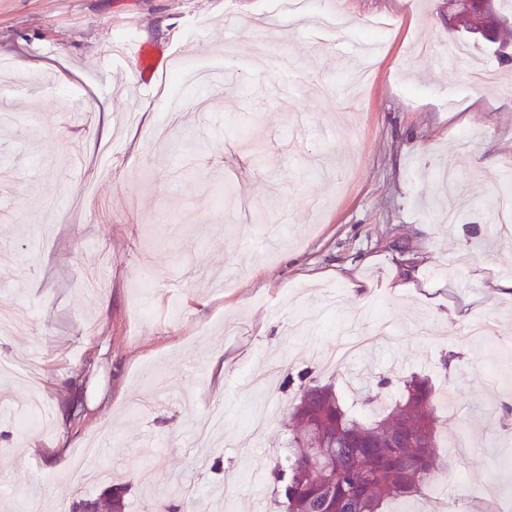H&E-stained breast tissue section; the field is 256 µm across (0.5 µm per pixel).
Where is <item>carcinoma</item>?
Instances as JSON below:
<instances>
[{
    "label": "carcinoma",
    "instance_id": "carcinoma-1",
    "mask_svg": "<svg viewBox=\"0 0 512 512\" xmlns=\"http://www.w3.org/2000/svg\"><path fill=\"white\" fill-rule=\"evenodd\" d=\"M296 428L288 442L286 464L272 472L273 491L286 512H381L383 504L420 493L435 473L439 416L434 390L423 379L404 382L401 397L370 410L361 421L346 408L333 385L302 376L293 407ZM317 433L326 444L331 483L306 462ZM126 488L115 487L94 502L72 503V512H122Z\"/></svg>",
    "mask_w": 512,
    "mask_h": 512
}]
</instances>
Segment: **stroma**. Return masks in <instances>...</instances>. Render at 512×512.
<instances>
[{"instance_id": "stroma-1", "label": "stroma", "mask_w": 512, "mask_h": 512, "mask_svg": "<svg viewBox=\"0 0 512 512\" xmlns=\"http://www.w3.org/2000/svg\"><path fill=\"white\" fill-rule=\"evenodd\" d=\"M0 0V501L66 512L112 485L125 512H277L268 473L310 372L362 413L403 380L452 402L432 498L512 496V239L486 209L512 173V62L492 91L446 55L448 0ZM236 12L265 27L224 28ZM337 16L334 48L308 28ZM379 47L353 99L339 90ZM207 64L222 89L113 45ZM291 60L269 71L270 49ZM468 214L448 225L449 193ZM406 279L410 288L394 285ZM455 310L442 321L443 310ZM495 321L489 340L471 320ZM54 461L31 452L60 438Z\"/></svg>"}]
</instances>
